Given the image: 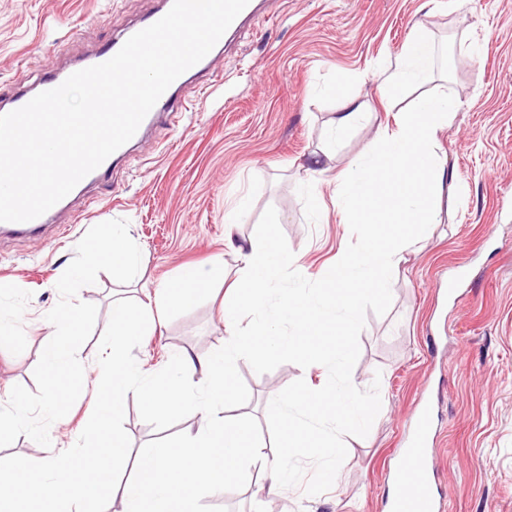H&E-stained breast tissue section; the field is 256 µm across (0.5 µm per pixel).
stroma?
Masks as SVG:
<instances>
[{"label":"stroma","mask_w":512,"mask_h":512,"mask_svg":"<svg viewBox=\"0 0 512 512\" xmlns=\"http://www.w3.org/2000/svg\"><path fill=\"white\" fill-rule=\"evenodd\" d=\"M157 4L0 0V94L80 59ZM263 13L224 54L222 81L191 95L178 127L158 126L112 175L73 196L40 235H0V285L9 288L0 310L12 333L0 343V405L14 385L35 389L56 283L98 223L128 220L149 287L182 265L203 269L216 258L231 282L243 261L224 244V221L256 176L263 185L238 235L254 237L264 210L275 207L296 269L321 278L352 239L339 218L335 178L364 152L374 128L394 125L402 111L384 71L422 24L438 57L428 90L463 102L437 152L467 192L428 240L405 252L389 311L366 316L352 382L363 390L379 382L381 410L367 437H346L343 472L327 492L309 496L298 485L266 496L253 467L246 487L218 502L228 512H384L388 471L404 445L399 421L425 387L445 512H512V0H266ZM77 27L86 34L70 41ZM346 97L366 104L370 120L344 135L329 172L308 182L304 165L320 155ZM138 297L105 272L79 291V300L97 307L81 354L83 392L66 419L51 425L50 447L22 435L0 448V458L48 457L77 441L90 417L112 301ZM225 338L211 298L145 336L134 355L149 374L185 351L208 357ZM238 371L250 397L229 414L261 423L270 400L291 382L318 388L327 380L323 370L292 363L259 375L242 361Z\"/></svg>","instance_id":"1"}]
</instances>
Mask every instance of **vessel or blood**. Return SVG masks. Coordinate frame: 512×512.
Listing matches in <instances>:
<instances>
[{
  "instance_id": "vessel-or-blood-1",
  "label": "vessel or blood",
  "mask_w": 512,
  "mask_h": 512,
  "mask_svg": "<svg viewBox=\"0 0 512 512\" xmlns=\"http://www.w3.org/2000/svg\"><path fill=\"white\" fill-rule=\"evenodd\" d=\"M124 42V37L113 38L84 57L79 63L80 68L84 69L109 60ZM222 54V45H215L209 55L191 67L189 72L177 78L145 117L139 131L132 138L133 143H140L146 130L155 126L161 119L185 111L187 93L193 87L192 76L203 71H211L215 58ZM404 436L406 446L402 450V460L393 473L396 494L390 503L391 512H442V505L433 491V422L427 405H420L418 411L407 420Z\"/></svg>"
}]
</instances>
